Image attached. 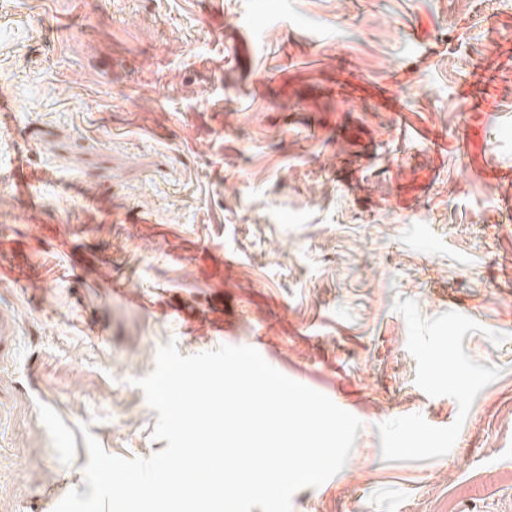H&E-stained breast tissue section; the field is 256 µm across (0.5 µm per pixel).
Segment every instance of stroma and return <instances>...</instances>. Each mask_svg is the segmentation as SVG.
Here are the masks:
<instances>
[{
    "mask_svg": "<svg viewBox=\"0 0 512 512\" xmlns=\"http://www.w3.org/2000/svg\"><path fill=\"white\" fill-rule=\"evenodd\" d=\"M0 96V512L171 341L362 421L292 512H512V0H0Z\"/></svg>",
    "mask_w": 512,
    "mask_h": 512,
    "instance_id": "stroma-1",
    "label": "stroma"
}]
</instances>
